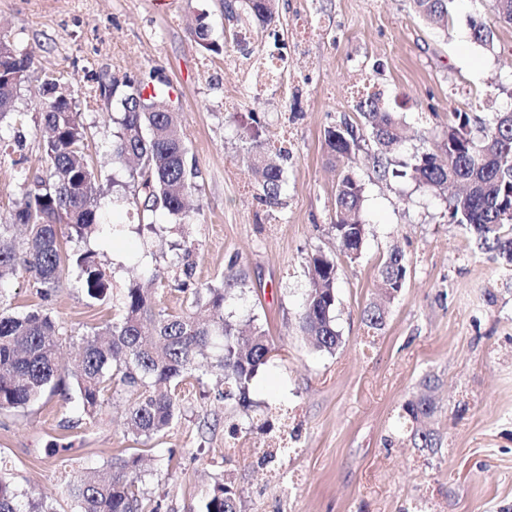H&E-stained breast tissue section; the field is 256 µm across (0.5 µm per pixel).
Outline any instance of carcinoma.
<instances>
[{
	"label": "carcinoma",
	"mask_w": 512,
	"mask_h": 512,
	"mask_svg": "<svg viewBox=\"0 0 512 512\" xmlns=\"http://www.w3.org/2000/svg\"><path fill=\"white\" fill-rule=\"evenodd\" d=\"M416 14L433 28L448 27L450 0H411ZM497 19L512 24V0H492ZM230 20L252 18L263 26L277 22L273 0H233L225 5ZM470 40L494 48V32L482 17L469 23ZM196 42L215 53L220 48L210 39L208 27L197 20L192 29ZM31 57L16 52L11 43L0 47V124L13 129V141L23 146L25 113L16 109V89L29 76ZM151 94H144L148 85ZM162 81L149 77L128 80L121 99L119 131L112 142V158L132 165L140 178L135 193L126 202L142 211L162 208L168 214L185 216L186 198L193 188L197 168L188 166L187 147L178 113L161 112L166 103L160 91ZM46 101L41 124L47 133L42 151L45 167L25 177L21 201L0 221V286L24 268L33 287L47 300L59 287L63 266L71 265L77 283L89 297L102 300L112 289V276L98 253L82 247L88 234L104 232L99 210L105 191L88 158L87 128L72 103L60 96V78L45 76ZM363 124L342 117L325 130L330 154L344 163L336 188V212L332 228L341 252L353 259L366 236L362 217L363 186L355 177L353 163L359 143H373L375 172L381 177L406 179L443 193L450 184H460L461 193L448 201L451 222L461 226L475 240L478 249L495 253L512 264V112L497 114L483 122L467 112H454L448 119L443 139L407 158L397 152L408 140L407 126L398 112L380 107V94L359 101L356 106ZM244 143L241 162L262 173L261 202L282 205L284 166L288 149L274 146L278 138L254 121L241 125ZM75 247L63 253L59 226ZM23 225L28 237L23 250L13 244L12 230ZM309 289L300 314V329L312 346L333 352L340 344L336 329V261L325 253L309 259ZM407 273L402 252H390L379 269V287L385 297H394L399 281ZM234 284L233 274L225 276L222 288L209 285L194 288L189 309L173 315L156 308L153 296L137 284L127 287L122 297L123 315L118 322L98 326L81 339L67 363H61V340L57 325L44 310L22 315L0 313V411L20 409L38 400L64 370L72 379L84 414L94 418L102 413L104 392L110 386L132 388L138 395L129 409L128 421L138 436L150 439L166 431L180 413L174 394L159 392L156 386L193 375L200 370L198 358L209 348L220 350L218 367L224 375L226 396L250 406L251 382L275 344L259 326L240 325L225 314ZM434 410L421 394L408 402L406 412L417 422ZM140 458L116 457L96 476L73 485L70 495L74 512H143L139 483ZM0 512H55L45 500L21 506L18 493L0 475ZM204 512H241L232 482L218 485L205 503Z\"/></svg>",
	"instance_id": "carcinoma-1"
}]
</instances>
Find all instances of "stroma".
<instances>
[{
  "instance_id": "35a3bbf8",
  "label": "stroma",
  "mask_w": 512,
  "mask_h": 512,
  "mask_svg": "<svg viewBox=\"0 0 512 512\" xmlns=\"http://www.w3.org/2000/svg\"><path fill=\"white\" fill-rule=\"evenodd\" d=\"M489 13V0H454L440 32L411 0H278L275 25L250 27L259 56L284 57L281 81L258 90L246 65L233 62L241 25L228 20L224 0H0V37L33 61L16 96L27 168L43 166V78L60 75L89 128L100 183L131 195L129 169L112 160L121 96L105 88L154 71L177 89L167 103L199 170L185 219L104 202L103 221L122 233L87 246L112 273L110 297L90 298L66 270L45 301L21 270L0 311L49 309L67 353L120 317L130 280L151 281L158 307L178 314L188 305L179 283L219 286L231 270L233 321H255L280 348L252 381L250 409L221 399L222 373L208 366L202 381L176 386L179 418L149 441L127 429L136 393L120 387L106 391L91 419L68 378L27 408L0 411V463L19 493L72 512L67 482L136 455L144 504L160 512H202L228 477L241 512H512V266L449 223L446 196L379 178L367 141L356 167L367 235L359 256L347 258L331 229L343 165L324 142L331 123L355 116L360 74L369 93L433 140L449 113L485 119L512 110V24L493 22L490 51L469 38L470 17ZM200 20L221 53L195 41ZM249 114L280 131L291 151L277 208L259 201L260 182L240 161L238 122ZM186 241L198 245L189 256ZM395 248L406 280L377 330L364 312ZM318 251L338 267L342 341L331 353L299 328L308 259ZM428 378L437 382L423 424L438 441L432 450L411 442L413 423L402 416ZM269 454L273 462L262 464Z\"/></svg>"
}]
</instances>
